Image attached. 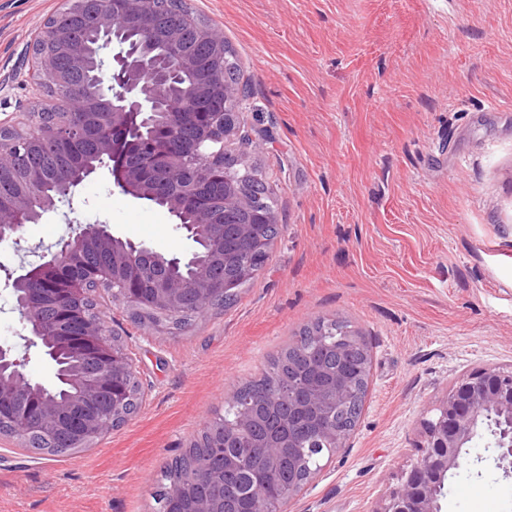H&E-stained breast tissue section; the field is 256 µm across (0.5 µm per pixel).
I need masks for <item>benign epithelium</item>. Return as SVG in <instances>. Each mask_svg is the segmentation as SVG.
Wrapping results in <instances>:
<instances>
[{"label":"benign epithelium","instance_id":"7a95c632","mask_svg":"<svg viewBox=\"0 0 512 512\" xmlns=\"http://www.w3.org/2000/svg\"><path fill=\"white\" fill-rule=\"evenodd\" d=\"M152 0H130L131 9L122 15H115L101 8L92 21L94 30L103 34L94 48L98 73L87 93L71 95L63 99L61 105H46L27 113L24 122L17 126L0 121V172L14 168L16 155L21 150H33L42 145L75 139L80 131L69 127L65 118L76 110H85L90 101L106 98L111 112L112 126L118 130L139 129L150 123L163 104L165 83L171 74L192 71L195 81L188 86V96L199 100L214 94L224 96V100L235 104L234 116L224 119V134L216 137L210 134L212 121H206L203 134L195 153L186 159V167L205 168L218 156H234L228 149L230 142L241 137L240 115L243 92L226 84L212 83L206 68L186 48L183 31L174 27H160L152 22L151 10L147 4ZM199 38L210 42L217 56L225 57L224 32L207 22L193 21ZM116 28H131L140 33L142 51L132 53L124 44L112 37ZM120 51L112 53V45ZM35 66V85L51 93L68 84L76 71L88 68L89 58L71 41L68 15L55 13L44 23L40 33L30 46ZM63 54L69 58V67L63 70L54 68L55 59ZM99 154L102 165L111 167L114 184L125 194L139 200L155 199V191L145 172L135 169L128 159V145L125 140L115 139L105 133ZM224 210L248 209L271 224L275 215L266 208L259 197H244L236 185L238 170L235 164L224 162ZM73 192L65 190L57 198H47L40 193V183L35 179L26 181L25 190L14 200V210L25 215L26 222H18L11 214L0 212V239L18 235L25 224H37L43 216L57 208V204ZM239 241L256 251L266 247V241L258 234L254 224H232ZM100 235V241L116 238L108 224H80L63 242L62 247L52 255L49 265L65 268L72 255L78 253L87 237ZM132 250L114 254L110 267L95 272L94 287H87L82 278H73L58 289L61 296L70 301L85 303L95 293L119 289L118 301L132 306L140 299V293L125 282L118 272L145 255H154L156 250L137 242H131ZM27 281V275L12 280L15 305L22 318L30 325L27 348L39 349L50 344L64 352L68 360H78L85 353V345L79 336L63 332L53 338L41 336L32 326L36 313L19 293ZM183 288L173 279L160 283L153 294L156 312L166 316L175 309L181 300ZM84 331L99 340L101 357L105 368L101 372L83 375L78 368H68L66 378L77 387L71 409L66 418L60 417L61 406L45 396L37 394L43 389L35 386L33 403L38 414L28 409H20L15 414V423L10 430L15 438L28 434L32 424L39 421L61 430L71 424L85 440L99 442L112 431L109 424L102 421L100 402L109 397L112 421L128 419L125 414L127 398L116 386V376L133 371L127 349L111 336L107 321L99 310L84 316ZM29 362V353L20 354L10 347H0V368H8L21 376ZM304 394H298L296 383L276 393L272 403L286 402L297 412L310 413L314 419L309 425L316 427L330 419L332 411L352 400V386L349 378L337 369L323 368L304 385ZM489 430L491 445L499 454V460L512 465V369L477 368L458 379L436 406L434 417L423 422L420 456L409 468L401 472L397 484L386 495L384 506L379 512H441L440 498L443 481L451 470H457L464 463L466 448ZM256 447L268 449L269 465L278 459L279 449L295 447V434L288 431L275 439L256 442ZM202 481L208 484L209 493L197 497L191 507L192 512H224V482L200 468ZM255 512H269L263 507L266 499V478L256 475L251 489Z\"/></svg>","mask_w":512,"mask_h":512}]
</instances>
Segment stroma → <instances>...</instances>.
<instances>
[{
    "mask_svg": "<svg viewBox=\"0 0 512 512\" xmlns=\"http://www.w3.org/2000/svg\"><path fill=\"white\" fill-rule=\"evenodd\" d=\"M64 0H0V101L40 105L28 47ZM223 29L248 89V144L283 227L236 302L179 334L100 308L135 359L137 412L93 448L40 455L0 440V512H155L152 492L228 392L320 318L364 336L362 416L287 512H378L418 456V428L455 381L512 367V0H186ZM170 254L193 243L167 210L100 168L24 246H0V346L24 351L7 276L56 251L74 225ZM29 351V350H26ZM27 377L50 384L31 350ZM448 473L442 512H512V473L485 441Z\"/></svg>",
    "mask_w": 512,
    "mask_h": 512,
    "instance_id": "obj_1",
    "label": "stroma"
}]
</instances>
